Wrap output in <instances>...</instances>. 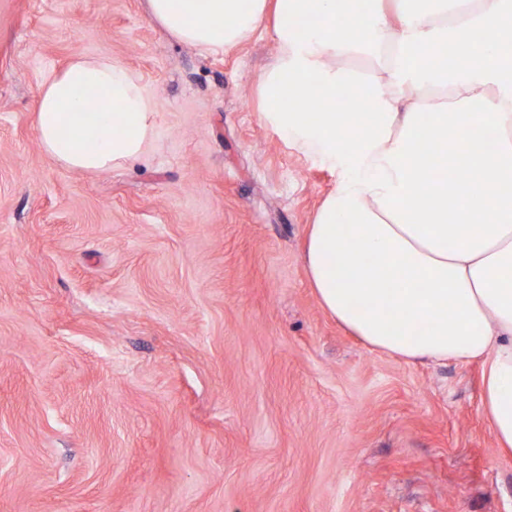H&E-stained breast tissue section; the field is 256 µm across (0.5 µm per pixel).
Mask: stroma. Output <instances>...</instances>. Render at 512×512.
<instances>
[{
  "mask_svg": "<svg viewBox=\"0 0 512 512\" xmlns=\"http://www.w3.org/2000/svg\"><path fill=\"white\" fill-rule=\"evenodd\" d=\"M79 55L157 101L104 173L35 129ZM276 55L176 43L145 0H0V512H512L480 364L370 351L321 307L336 174L264 120Z\"/></svg>",
  "mask_w": 512,
  "mask_h": 512,
  "instance_id": "1",
  "label": "stroma"
}]
</instances>
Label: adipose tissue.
<instances>
[{
    "instance_id": "ef3b65f1",
    "label": "adipose tissue",
    "mask_w": 512,
    "mask_h": 512,
    "mask_svg": "<svg viewBox=\"0 0 512 512\" xmlns=\"http://www.w3.org/2000/svg\"><path fill=\"white\" fill-rule=\"evenodd\" d=\"M146 5L171 38L214 55L273 18L262 115L337 174L304 255L321 306L406 362L480 361L482 409L512 455V0H374L371 21L362 0ZM359 55L371 77L329 65ZM340 88L362 111H342ZM90 96L107 120L86 111ZM156 115L131 68L78 56L41 83L36 132L61 167L99 173L143 154Z\"/></svg>"
}]
</instances>
